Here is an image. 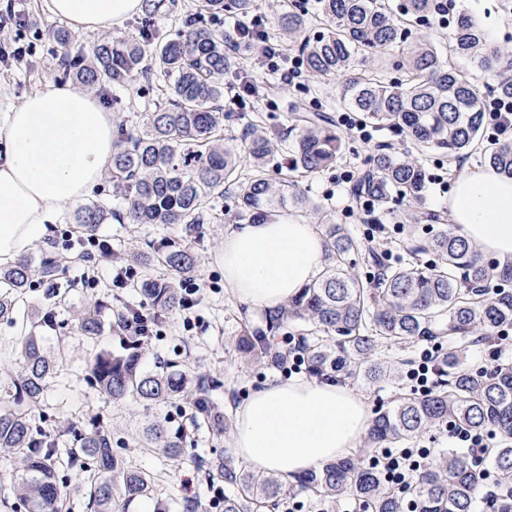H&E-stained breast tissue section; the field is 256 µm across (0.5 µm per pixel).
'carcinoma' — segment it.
<instances>
[{
  "instance_id": "obj_1",
  "label": "carcinoma",
  "mask_w": 512,
  "mask_h": 512,
  "mask_svg": "<svg viewBox=\"0 0 512 512\" xmlns=\"http://www.w3.org/2000/svg\"><path fill=\"white\" fill-rule=\"evenodd\" d=\"M255 7V0H197L195 12L174 33L164 34L159 21L177 13L179 0H142L135 39L104 36L76 48L66 30L50 32L59 70L84 86L133 91L164 83L170 90L141 127L118 124L111 182L122 210L114 212L99 201L80 205L71 218L73 233L94 237L115 219L174 224L191 237L211 201L224 194L234 199L240 218L286 217L298 210L319 214L299 179L342 160V139L330 117L292 102L295 135L285 177L275 178L267 169L268 157L281 142L277 134L254 123L241 137H224V76L233 54L224 34L207 22L225 13L245 15ZM436 8V0H403L396 7L390 0H318L310 19L304 0H283L278 12L280 34L296 48L311 78L339 84L344 108L360 113L366 124L395 130L413 145L403 154L380 148L354 186L355 196L369 195L382 209L395 198L422 203L431 151L451 161L468 155L481 140L483 100L454 59L469 60L486 72L512 67V50L489 46L483 26L471 16L457 19L446 54L438 47L443 34L433 23L430 32L407 41L409 28L433 19ZM486 161L495 172L512 177V137L491 144ZM321 226L320 276L285 305L265 311V327L242 328L236 339L242 358L257 366L288 361L294 353L283 331L291 326L302 345L298 360L308 373L391 384L390 405L377 409L366 434L372 449L415 441L448 423L492 433L485 458L497 497L490 512H512V363L468 370L458 361L459 341L470 337L485 345L512 330V265L484 262L473 245L444 226L425 245L409 243L416 259L387 266L347 225L327 219ZM364 251L367 264L358 270L352 256ZM428 253L433 259L417 258ZM155 254L173 279L147 277L138 286L151 308V333L182 308L177 282L200 268L198 255L186 245H160ZM58 269L50 249L36 259L24 255L0 266V322L16 324L33 282L55 281ZM494 279L499 284L490 292L486 284ZM133 314V304H122L107 318L97 301L77 314L83 335L94 339L113 330L122 342L118 351L101 349L89 358L85 382L114 402L160 408L181 401L198 428L214 439L223 437L227 421L211 399L212 380L197 375L190 382L174 362L145 369V337L126 331ZM55 324L51 309L26 317L12 349L22 369L0 400V456L11 472L13 512H64L74 493L86 500L89 512H129L134 502H155L156 474L132 468L114 452L109 427L91 421L80 428L68 425L54 438L46 435L49 419L43 407L65 356L48 354L41 332ZM384 340L436 346L440 381L424 392L400 388L401 371L378 355ZM144 434L145 447L161 449L174 463L182 460L186 436L172 428L168 416L156 418ZM370 458L368 451L339 458L299 477V486L338 506L347 497L360 499L371 512H404L408 500L417 512H475L480 476L468 455L450 450L432 460L405 495L384 480ZM204 467L207 484L237 489L224 495L223 512H269L288 492L274 474L248 471L227 453L207 459Z\"/></svg>"
}]
</instances>
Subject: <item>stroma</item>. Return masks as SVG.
I'll return each instance as SVG.
<instances>
[{"instance_id":"35a3bbf8","label":"stroma","mask_w":512,"mask_h":512,"mask_svg":"<svg viewBox=\"0 0 512 512\" xmlns=\"http://www.w3.org/2000/svg\"><path fill=\"white\" fill-rule=\"evenodd\" d=\"M28 11L32 25L25 34L27 40L36 45L35 62L31 65H0V113L7 111L10 104L23 99L26 94L42 88L46 78L60 75L56 45L49 39L48 31L61 27L62 22L45 10L42 0H28ZM297 99L318 100L322 111L334 118L342 111L335 86L311 81L302 94L290 90L285 95L262 102L246 98L243 105L234 108L231 120L224 125L225 133L229 136L239 134L246 120L259 113L263 116L266 130L287 134L292 125L288 104ZM343 141L345 152L342 161L303 179L300 183L302 191L312 201L323 205L337 223L348 225L357 236L371 235L372 248L385 254L390 263H407L410 256L402 246L404 235L401 230L408 210L406 201L391 202L387 209L378 211V224L366 226L360 210L346 212V205L352 202L351 186L341 178L342 173L353 166L367 170L377 146L388 144L403 152L408 147L407 142L399 134L379 129L374 130L372 142L364 143L348 135ZM235 221L233 203L231 199L224 198L207 212L202 233L190 239L185 238L175 225L112 223L101 228L103 238L110 242L112 254L116 257L132 250L151 252L153 245L163 240L190 243L199 255L204 290L195 308V328L185 331L181 318L172 319L145 343L143 365L151 370L158 363L177 361L182 368L208 375L214 384V402L223 406L228 414L249 392L281 374L280 369L273 366L260 368L245 364L234 346L242 323H249L255 328L263 324L262 309L237 301L224 288V231ZM82 271L83 266L79 262L62 263L55 284L39 285L26 297L27 304L33 305L37 311L49 308L56 311V327L42 331L44 346L53 351L63 342L68 348L66 367L51 383L45 410L51 417L64 418L74 424L89 416L100 415L111 424L115 449L129 465L152 472L165 471L166 476L157 488L160 499L169 502L182 499L180 482L196 476V466L165 464L161 451L141 448L136 443L143 427L158 416V409L132 401L112 403L94 395L83 379L87 357L100 349L119 350L120 341L111 332L94 341L81 336L73 314L74 307L89 300L112 304L120 299L136 303L141 296L133 287H114L105 269L99 273L97 287H84L80 281Z\"/></svg>"}]
</instances>
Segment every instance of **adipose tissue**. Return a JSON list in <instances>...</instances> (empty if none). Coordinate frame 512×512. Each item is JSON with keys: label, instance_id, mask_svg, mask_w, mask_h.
I'll return each instance as SVG.
<instances>
[{"label": "adipose tissue", "instance_id": "adipose-tissue-1", "mask_svg": "<svg viewBox=\"0 0 512 512\" xmlns=\"http://www.w3.org/2000/svg\"><path fill=\"white\" fill-rule=\"evenodd\" d=\"M74 32L94 36L137 14L141 0H44ZM114 121L71 84L42 90L0 113V265L48 233L55 215L99 185L115 148ZM448 221L483 254L512 261V178L468 170L448 196ZM323 243L299 218L239 224L224 233V288L257 308L285 303L321 268ZM234 446L257 472L288 481L354 450L366 433V399L314 379L274 380L236 410Z\"/></svg>", "mask_w": 512, "mask_h": 512}]
</instances>
